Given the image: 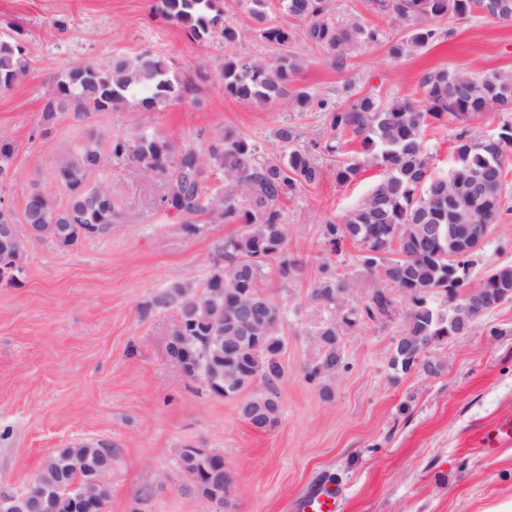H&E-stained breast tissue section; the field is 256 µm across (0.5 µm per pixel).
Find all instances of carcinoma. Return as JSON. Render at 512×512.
I'll return each mask as SVG.
<instances>
[{"label": "carcinoma", "mask_w": 512, "mask_h": 512, "mask_svg": "<svg viewBox=\"0 0 512 512\" xmlns=\"http://www.w3.org/2000/svg\"><path fill=\"white\" fill-rule=\"evenodd\" d=\"M269 0H247L249 14L262 39L286 48L293 33L270 24ZM372 10L411 25L406 44L391 46L398 57L405 46L423 48L435 39L432 22L443 17H481L512 22V0H369ZM288 16L306 23L305 36L312 45L332 56L333 65L359 43H376L380 33L359 22L333 21L329 0H281ZM152 11L183 28L193 40L206 41L218 33L224 43L239 39L236 28L224 23L217 0H153ZM299 57L285 52L272 61L240 55L228 57L221 69L224 94L255 104L270 103L288 90L301 70ZM26 48L21 40H0V91H8L28 75ZM422 99L395 98L381 103L361 96L344 108L330 112V129L336 144L331 154L342 153L352 142L360 155L382 170V177L340 224L324 225V237L333 249L350 240L363 246L360 264L372 287L364 293L380 305L404 301V328L391 357V366L408 372L432 346L456 335L459 327H472L486 312L512 300V266L490 270L480 282L483 304L466 306L474 297L467 290L469 271L483 249L491 228L498 223L505 195L507 169L512 165V123L498 133L483 135L470 127L490 112H512V76L497 71L476 79L447 69L429 73L421 81ZM193 83L173 71L162 57L147 51L133 59H117L70 70L58 78L43 108L50 121L60 112L83 120L93 112L118 110L135 101L142 111L158 110L186 98ZM456 123L453 167L436 174L423 134L432 124ZM277 137L287 147L276 158L260 162L258 148L231 132L215 135L206 148L193 143L175 145L165 137L135 127L128 137L117 138L111 155L157 174L165 184L163 206L184 219L187 234L198 232L195 218L208 213L226 222L244 225L241 233L216 247L218 260L197 286L174 284L142 303L148 313L171 310L175 314L167 351L174 362L187 351L195 356L198 379L214 395L231 399L256 379L267 393L246 400L241 413L258 428L277 422L278 405L272 400L282 375L277 355L282 308L262 287L264 270L280 258L287 243L281 203L305 186H314L323 170L315 157L290 149L295 141L285 126ZM15 146L0 134V178L7 175ZM103 157L94 142L83 145L58 161L56 178L68 200L59 206L43 191L30 193L22 217L39 237L51 238L62 248L96 237L114 224L120 214L105 183L89 182ZM224 173V188L208 186L210 167ZM361 173V164L336 162V182L348 185ZM453 232H448V225ZM441 233L432 234L433 226ZM27 248L16 236L0 237V283L16 284L26 272ZM403 289L387 298L390 285ZM360 284L326 276L318 279L312 299L330 310L316 330L324 348L308 367L315 381L345 368L340 352L344 330L373 321L370 301H355ZM457 299V307L442 308L437 295ZM219 454L187 447L180 462L191 481L188 490L221 500L229 512L226 490L229 472L215 464ZM110 469L100 443L76 442L59 449L44 462L26 490L25 512H79L69 488L80 486L90 497L84 512H105L107 491L102 475Z\"/></svg>", "instance_id": "cac0c4a2"}]
</instances>
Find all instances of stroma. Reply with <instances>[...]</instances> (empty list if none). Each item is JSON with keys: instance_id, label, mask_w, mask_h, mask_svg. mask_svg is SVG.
Wrapping results in <instances>:
<instances>
[{"instance_id": "35a3bbf8", "label": "stroma", "mask_w": 512, "mask_h": 512, "mask_svg": "<svg viewBox=\"0 0 512 512\" xmlns=\"http://www.w3.org/2000/svg\"><path fill=\"white\" fill-rule=\"evenodd\" d=\"M149 4L0 0V38L20 39L30 60L28 75L0 92V131L16 146L0 200L18 212L39 189L66 204L55 166L93 140L105 160L90 180L110 185L121 213L110 235L69 249L17 226L27 272L17 284H0V493L26 491L57 449L89 441L112 447V466L102 477L106 512H209L205 499L188 491L179 466L187 446L223 455L234 512H300L302 499L329 481L341 488L342 512H512V447L479 446L485 428L512 414V300L477 319L467 334L432 346L426 356L440 364L438 374L392 369L404 327L400 307L383 321L346 330L345 370L315 381L306 376L320 355L315 330L328 316L311 299L321 270L363 278L360 244L332 252L324 226L342 222L380 174L370 167L352 184L337 183L335 163L322 149L329 111L364 95L382 102L420 98L423 76L441 69L476 77L512 72V23L445 17L434 23L433 42L395 59L388 49L407 40L404 22L374 12L367 0H333L336 20L381 33L337 67L306 40L304 22L271 0L268 18L292 31L289 49L304 67L285 96L258 106L225 96L220 73L234 52L262 59L281 53L260 37L243 0L221 2L226 23L240 34L232 48L218 35L188 38ZM59 20L67 21L66 30L56 28ZM146 49L194 80L195 92L158 111L132 107L81 122L67 114L44 120L57 78ZM201 62L208 66L203 80L195 76ZM301 90L312 97L304 109L295 102ZM285 124L297 132V148L314 152L323 178L282 205L285 255H304L306 264L262 282L284 311L278 422L264 431L242 417V398L212 395L170 362L173 312L139 313L163 289L203 281L216 243L240 233L241 225L203 215L198 233L187 234L181 217L161 204L162 181L109 152L113 139L137 125L178 145L202 144L231 129L256 143L264 161L278 154L276 131ZM506 183L507 211L476 258L475 284L488 269L512 265V172Z\"/></svg>"}]
</instances>
